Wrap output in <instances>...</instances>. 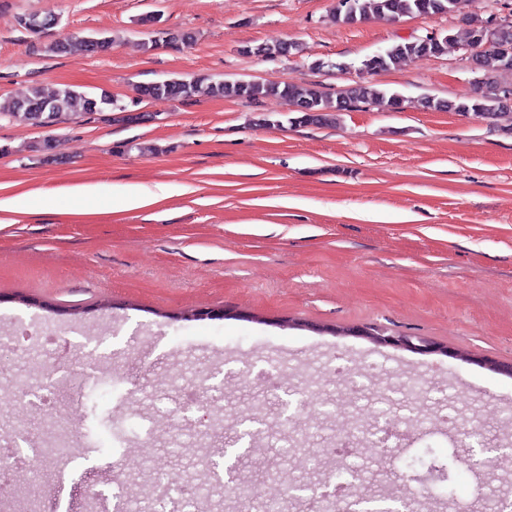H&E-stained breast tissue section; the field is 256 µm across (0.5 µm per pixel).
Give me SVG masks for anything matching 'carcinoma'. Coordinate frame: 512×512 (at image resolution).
Masks as SVG:
<instances>
[{
	"mask_svg": "<svg viewBox=\"0 0 512 512\" xmlns=\"http://www.w3.org/2000/svg\"><path fill=\"white\" fill-rule=\"evenodd\" d=\"M336 7V22L345 25L364 23L375 17H387L396 20L405 16L450 15L457 11L460 0H341ZM465 50L474 65V70L485 76L475 81L469 94L454 100H441L432 97L423 99L426 109L436 111L474 114L507 132L512 133V109L501 97L503 89L493 85L486 77L498 71H512V63H506L495 50V44L501 41L512 42V18L503 19V23L489 28L487 21L473 18ZM491 40L494 45L486 48L476 47L479 35ZM450 36L436 39L417 38L397 42L361 61L359 70L367 74L386 71L402 60L440 55L446 49ZM108 38L95 42L79 39H61L45 46V51L55 55H67L75 51L95 53L107 48ZM245 54L266 59L287 58L299 52L298 45L285 41L266 42L257 46H245ZM222 97L259 102L265 97H277L292 107L296 116L289 122L298 126L329 127L340 123L344 112L358 102L376 101L389 111H398L404 105V99L395 93H388L369 82L357 83L336 95V99L316 85L298 86L288 81L224 80L212 81L200 76L191 80L172 78L169 82L150 83L140 88L139 101L154 99L188 100L198 97ZM108 110L117 113L115 120L138 122L146 119V114L135 115L127 112V106L117 102L108 106L103 97H93L74 85H62L51 91L34 88L27 95L0 101V118H10L27 122L38 128H51L59 118L66 115L74 122H82L94 114ZM59 140L46 135L34 141L30 151L36 152L46 161L60 162Z\"/></svg>",
	"mask_w": 512,
	"mask_h": 512,
	"instance_id": "carcinoma-1",
	"label": "carcinoma"
}]
</instances>
